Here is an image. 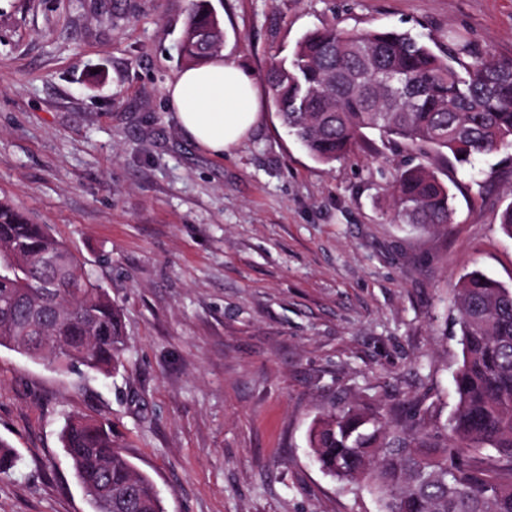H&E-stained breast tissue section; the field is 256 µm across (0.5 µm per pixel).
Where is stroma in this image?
Returning <instances> with one entry per match:
<instances>
[{"label":"stroma","mask_w":512,"mask_h":512,"mask_svg":"<svg viewBox=\"0 0 512 512\" xmlns=\"http://www.w3.org/2000/svg\"><path fill=\"white\" fill-rule=\"evenodd\" d=\"M224 57L249 70L260 120L224 157L179 130L165 85L192 0H0V200L46 225L120 308L118 373L0 348V438L18 455L0 512H92L64 417L116 427L165 512H379L313 461L309 432L346 403L445 424L461 361L454 298L478 270L512 287V150L437 160L453 222L384 213L400 144L368 135L313 160L270 106L265 74L308 31L396 29L512 57V0H210Z\"/></svg>","instance_id":"35a3bbf8"}]
</instances>
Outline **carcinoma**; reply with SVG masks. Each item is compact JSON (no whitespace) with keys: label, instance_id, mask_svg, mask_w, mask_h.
<instances>
[{"label":"carcinoma","instance_id":"obj_1","mask_svg":"<svg viewBox=\"0 0 512 512\" xmlns=\"http://www.w3.org/2000/svg\"><path fill=\"white\" fill-rule=\"evenodd\" d=\"M223 47L220 19L208 0H195L181 62L200 65ZM266 80L281 122L324 164L346 158L368 131L459 164L512 149V60L466 44L438 53L397 30L318 28L288 60L271 64ZM390 199L392 223L451 222L450 190L428 163L397 169ZM455 305L462 363L450 426L422 415L412 429L384 409L349 404L310 429L320 467L363 484L381 512H512V289L472 271L460 278ZM124 346L120 310L86 264L1 199L0 347L108 376ZM61 441L93 512H163L153 481L122 453L108 419L67 414ZM16 461L0 439V475Z\"/></svg>","mask_w":512,"mask_h":512}]
</instances>
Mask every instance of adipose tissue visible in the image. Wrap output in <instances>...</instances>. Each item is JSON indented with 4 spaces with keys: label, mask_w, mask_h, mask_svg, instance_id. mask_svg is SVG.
Listing matches in <instances>:
<instances>
[{
    "label": "adipose tissue",
    "mask_w": 512,
    "mask_h": 512,
    "mask_svg": "<svg viewBox=\"0 0 512 512\" xmlns=\"http://www.w3.org/2000/svg\"><path fill=\"white\" fill-rule=\"evenodd\" d=\"M166 98L181 131L217 157L234 148L260 118L253 77L220 56L179 71L166 86Z\"/></svg>",
    "instance_id": "1"
}]
</instances>
